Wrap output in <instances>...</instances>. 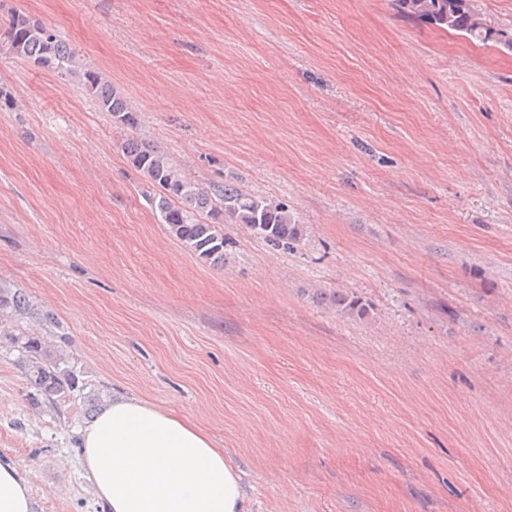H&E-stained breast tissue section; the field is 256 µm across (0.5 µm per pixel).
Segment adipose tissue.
I'll use <instances>...</instances> for the list:
<instances>
[{
    "instance_id": "adipose-tissue-1",
    "label": "adipose tissue",
    "mask_w": 512,
    "mask_h": 512,
    "mask_svg": "<svg viewBox=\"0 0 512 512\" xmlns=\"http://www.w3.org/2000/svg\"><path fill=\"white\" fill-rule=\"evenodd\" d=\"M80 445L104 512H247L240 477L210 437L136 397L113 399ZM0 512H35L29 480L0 460Z\"/></svg>"
}]
</instances>
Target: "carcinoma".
Instances as JSON below:
<instances>
[{
	"mask_svg": "<svg viewBox=\"0 0 512 512\" xmlns=\"http://www.w3.org/2000/svg\"><path fill=\"white\" fill-rule=\"evenodd\" d=\"M404 16L440 29H450L484 42L512 48V30L487 24L475 7L476 0H394ZM43 71L76 78L98 110L109 114L113 127L132 130L138 124L122 93L100 72L83 67L77 52L57 30L28 16L11 13L0 27V46ZM122 150L132 166L147 179L152 192L147 201L167 225L170 235L201 263L224 268V225L240 224L276 250L291 251L303 238V225L282 203L256 196L234 182L203 187L189 178L157 148L134 135H126ZM332 305L336 312L361 319L367 306L354 295L338 291ZM29 309L27 295L0 287V318ZM27 359L25 377L33 404L39 397L61 400L86 399L87 383L69 367L66 359L48 349L39 336L15 340Z\"/></svg>",
	"mask_w": 512,
	"mask_h": 512,
	"instance_id": "1",
	"label": "carcinoma"
}]
</instances>
